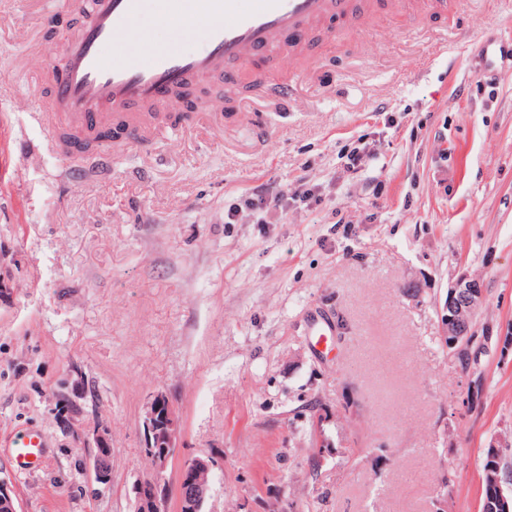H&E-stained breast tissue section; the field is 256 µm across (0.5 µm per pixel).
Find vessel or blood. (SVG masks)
<instances>
[{
	"label": "vessel or blood",
	"mask_w": 512,
	"mask_h": 512,
	"mask_svg": "<svg viewBox=\"0 0 512 512\" xmlns=\"http://www.w3.org/2000/svg\"><path fill=\"white\" fill-rule=\"evenodd\" d=\"M460 0H84L87 18L66 39L58 64L40 63L49 87L38 117L48 134L60 123L84 128L111 126L123 119L127 144L160 131L167 113L208 81L224 84L226 97L236 94L243 69L252 59L276 52L281 67L305 70L317 50L313 32L328 20L363 15L359 33L365 52L383 45L373 23L385 10L410 13L424 7L455 13ZM174 35L196 34L193 48L155 47L142 27L144 14ZM293 81H271L265 101L288 110ZM45 440L28 432L14 438L11 456L18 468L33 467Z\"/></svg>",
	"instance_id": "b4317fda"
}]
</instances>
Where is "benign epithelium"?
I'll use <instances>...</instances> for the list:
<instances>
[{
  "mask_svg": "<svg viewBox=\"0 0 512 512\" xmlns=\"http://www.w3.org/2000/svg\"><path fill=\"white\" fill-rule=\"evenodd\" d=\"M484 303L480 282L468 276L458 277L448 290V315L445 323V343L453 357L474 358L482 345L471 339L470 319ZM146 447L151 450L153 467L151 477L134 486L135 512H163L168 497L167 467L180 435V418L167 393L156 391L149 395L143 410ZM79 442L96 452L110 447V435L105 426L90 423L77 431ZM90 476L94 483L107 485L111 474L102 468L97 455L90 456ZM216 466L214 457L189 455L182 461L178 482L193 487L190 496H180L178 512H204L211 496L210 476ZM0 512H18L13 489L6 473L0 470Z\"/></svg>",
  "mask_w": 512,
  "mask_h": 512,
  "instance_id": "1",
  "label": "benign epithelium"
}]
</instances>
